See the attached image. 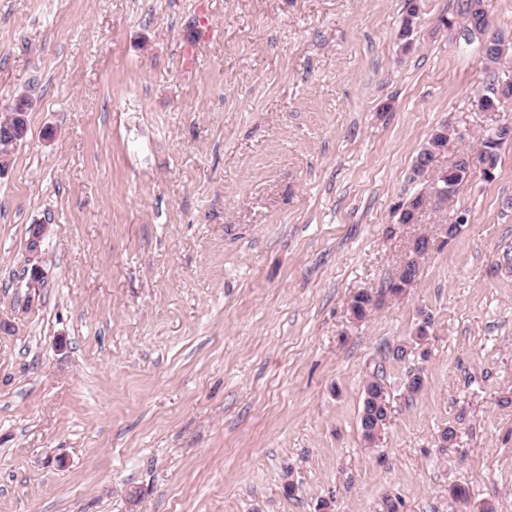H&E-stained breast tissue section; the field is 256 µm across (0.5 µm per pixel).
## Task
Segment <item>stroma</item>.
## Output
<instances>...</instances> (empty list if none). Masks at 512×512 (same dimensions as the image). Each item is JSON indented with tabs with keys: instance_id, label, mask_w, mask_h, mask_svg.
Listing matches in <instances>:
<instances>
[{
	"instance_id": "35a3bbf8",
	"label": "stroma",
	"mask_w": 512,
	"mask_h": 512,
	"mask_svg": "<svg viewBox=\"0 0 512 512\" xmlns=\"http://www.w3.org/2000/svg\"><path fill=\"white\" fill-rule=\"evenodd\" d=\"M483 4L490 69L440 25L458 0L406 42L405 0H0V113L32 99L0 177V512H512V143L397 213L436 128L473 153L512 125L477 106L512 81V0ZM463 159L469 167L473 168L474 162L471 157ZM467 165L464 162L453 161L448 168L437 171L439 183L442 185L448 184V189H450L448 196L443 199H436L438 201L431 203L432 197L429 192L426 190L420 191L406 205L405 211L400 214V223L409 224L421 210L430 205H437L440 202L447 201L448 198L457 191L458 187L470 177L471 173H469ZM418 266V260L407 263L403 269L401 265L397 277L387 285L388 291L393 295L404 292L416 280ZM364 394L361 430L365 441L369 442L373 440L372 430L375 428L376 421H381L386 416L390 406H388L387 393L376 379H370L366 383Z\"/></svg>"
}]
</instances>
